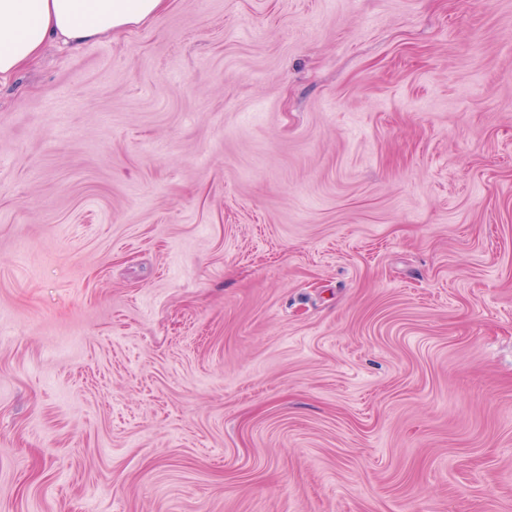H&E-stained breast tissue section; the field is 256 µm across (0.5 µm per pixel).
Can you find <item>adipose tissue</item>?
<instances>
[{"label":"adipose tissue","mask_w":512,"mask_h":512,"mask_svg":"<svg viewBox=\"0 0 512 512\" xmlns=\"http://www.w3.org/2000/svg\"><path fill=\"white\" fill-rule=\"evenodd\" d=\"M172 0H0V77L53 43L77 47L151 21Z\"/></svg>","instance_id":"ef3b65f1"}]
</instances>
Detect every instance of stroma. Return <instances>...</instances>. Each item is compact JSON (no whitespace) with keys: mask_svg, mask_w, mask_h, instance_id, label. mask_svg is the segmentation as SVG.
<instances>
[{"mask_svg":"<svg viewBox=\"0 0 512 512\" xmlns=\"http://www.w3.org/2000/svg\"><path fill=\"white\" fill-rule=\"evenodd\" d=\"M0 512H512V0H176L1 81Z\"/></svg>","mask_w":512,"mask_h":512,"instance_id":"1","label":"stroma"}]
</instances>
